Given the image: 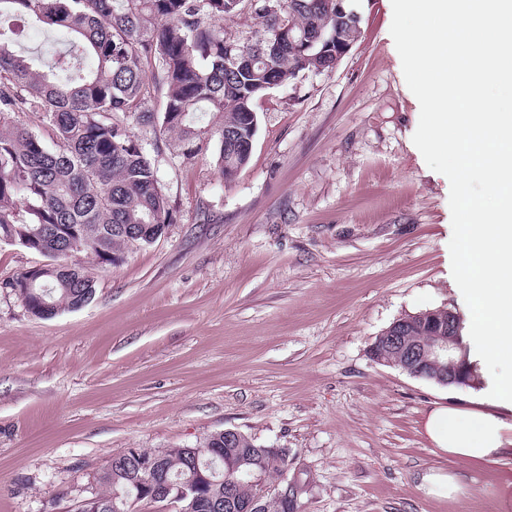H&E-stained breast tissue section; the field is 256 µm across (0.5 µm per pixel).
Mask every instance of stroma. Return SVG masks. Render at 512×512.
Listing matches in <instances>:
<instances>
[{
  "mask_svg": "<svg viewBox=\"0 0 512 512\" xmlns=\"http://www.w3.org/2000/svg\"><path fill=\"white\" fill-rule=\"evenodd\" d=\"M355 6L361 37L333 71L256 100L232 182L138 129L176 219L120 264L84 258L87 306L40 319L0 288V512H78L113 455L227 428L287 449L300 512H512V451L449 460L423 430L432 407H474L482 388L369 355L398 318L447 308L466 331L471 317L449 181L412 141L391 0ZM444 467L465 484L450 501L419 487Z\"/></svg>",
  "mask_w": 512,
  "mask_h": 512,
  "instance_id": "35a3bbf8",
  "label": "stroma"
}]
</instances>
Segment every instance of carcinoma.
Here are the masks:
<instances>
[{
  "instance_id": "carcinoma-1",
  "label": "carcinoma",
  "mask_w": 512,
  "mask_h": 512,
  "mask_svg": "<svg viewBox=\"0 0 512 512\" xmlns=\"http://www.w3.org/2000/svg\"><path fill=\"white\" fill-rule=\"evenodd\" d=\"M250 5L263 31L246 41L224 36L221 22ZM354 0H0V227L16 239L42 231L56 269L28 270L3 282L27 312L40 300L71 310L95 292L73 262L79 253L101 266L124 260L129 242L114 224H143L160 235L174 220L158 170L132 126L152 130L170 154L192 160L207 152L232 181L248 163V115L267 91L299 72L336 67V49L360 38L343 19ZM57 27L64 51L46 61L18 49L29 31ZM158 112L141 109L152 94ZM33 112L55 131L48 146L9 116ZM414 321L405 335L427 341L435 323ZM198 465L224 486V465L210 445ZM171 478L191 469L179 449L166 461ZM122 474L97 481L99 512H112Z\"/></svg>"
}]
</instances>
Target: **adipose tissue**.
Instances as JSON below:
<instances>
[{
    "instance_id": "1",
    "label": "adipose tissue",
    "mask_w": 512,
    "mask_h": 512,
    "mask_svg": "<svg viewBox=\"0 0 512 512\" xmlns=\"http://www.w3.org/2000/svg\"><path fill=\"white\" fill-rule=\"evenodd\" d=\"M425 431L440 452L462 459L491 461L505 446H512V429L497 412L483 407L438 406L429 413Z\"/></svg>"
}]
</instances>
